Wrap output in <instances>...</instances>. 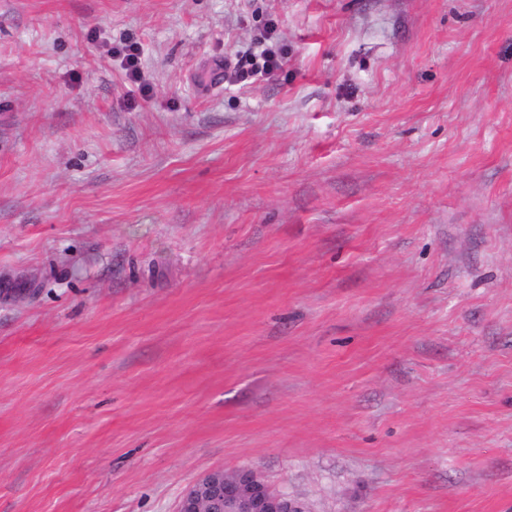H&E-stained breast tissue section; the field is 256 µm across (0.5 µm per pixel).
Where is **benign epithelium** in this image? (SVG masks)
<instances>
[{"label":"benign epithelium","mask_w":512,"mask_h":512,"mask_svg":"<svg viewBox=\"0 0 512 512\" xmlns=\"http://www.w3.org/2000/svg\"><path fill=\"white\" fill-rule=\"evenodd\" d=\"M176 512H305L301 504L283 492L270 489L254 469L226 475L212 470L183 491Z\"/></svg>","instance_id":"benign-epithelium-1"}]
</instances>
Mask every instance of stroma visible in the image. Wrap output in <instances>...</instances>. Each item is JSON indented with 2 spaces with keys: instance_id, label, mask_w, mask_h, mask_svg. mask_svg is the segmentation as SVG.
Segmentation results:
<instances>
[{
  "instance_id": "35a3bbf8",
  "label": "stroma",
  "mask_w": 512,
  "mask_h": 512,
  "mask_svg": "<svg viewBox=\"0 0 512 512\" xmlns=\"http://www.w3.org/2000/svg\"><path fill=\"white\" fill-rule=\"evenodd\" d=\"M245 466L512 512V0H0V512ZM265 41H269L265 39ZM259 56H253L245 65H235L231 70V77L239 82H247L255 76H273L288 60L284 49L277 43L269 41Z\"/></svg>"
}]
</instances>
